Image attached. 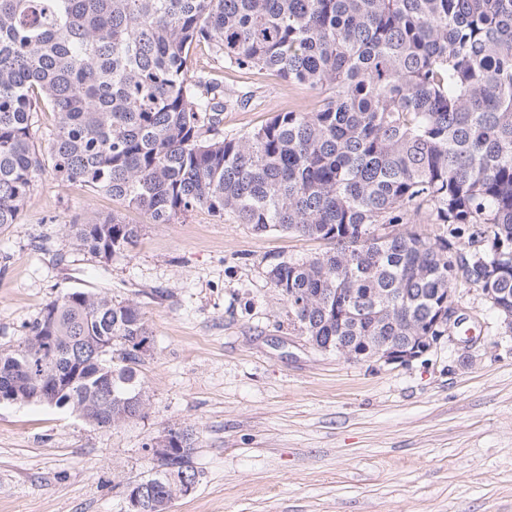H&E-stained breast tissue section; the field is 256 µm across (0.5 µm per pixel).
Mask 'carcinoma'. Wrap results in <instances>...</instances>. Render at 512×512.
I'll use <instances>...</instances> for the list:
<instances>
[{
	"instance_id": "obj_1",
	"label": "carcinoma",
	"mask_w": 512,
	"mask_h": 512,
	"mask_svg": "<svg viewBox=\"0 0 512 512\" xmlns=\"http://www.w3.org/2000/svg\"><path fill=\"white\" fill-rule=\"evenodd\" d=\"M200 44L216 67L190 65ZM226 68L273 72L323 104L226 135L224 111L253 97ZM48 167L151 224L205 209L330 242L267 270L319 347L424 333L431 298L463 284L511 310L512 0H0V227ZM67 232L110 261L141 225ZM338 288L358 317L338 322ZM150 340L137 303L70 290L0 350V401L143 419ZM169 431L173 453L145 479L155 512L197 481V432Z\"/></svg>"
}]
</instances>
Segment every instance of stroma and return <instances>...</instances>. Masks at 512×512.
<instances>
[{
	"instance_id": "stroma-1",
	"label": "stroma",
	"mask_w": 512,
	"mask_h": 512,
	"mask_svg": "<svg viewBox=\"0 0 512 512\" xmlns=\"http://www.w3.org/2000/svg\"><path fill=\"white\" fill-rule=\"evenodd\" d=\"M254 90L226 134L322 96L266 72L225 71ZM141 225L128 257L69 245L65 227ZM329 242L255 233L198 210L172 224L45 170L17 223L0 228V349L73 289L139 304L154 354L138 368L145 418L94 428L65 408L0 403V512H124L151 472L144 445L171 426L199 434L194 491L169 512H512V330L470 285L464 323L407 366L317 350L267 278Z\"/></svg>"
}]
</instances>
